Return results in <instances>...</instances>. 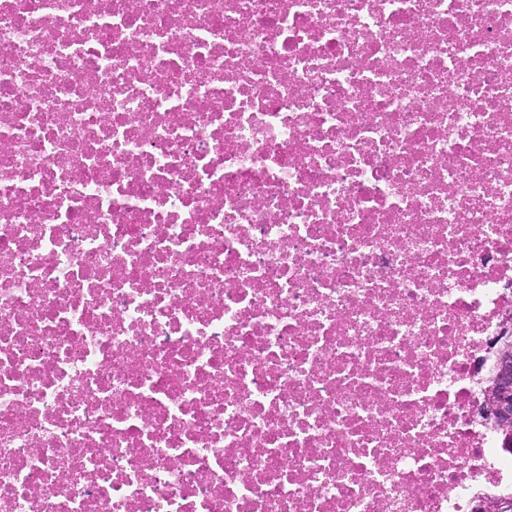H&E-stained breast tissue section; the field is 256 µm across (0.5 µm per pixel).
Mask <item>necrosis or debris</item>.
<instances>
[{"label": "necrosis or debris", "mask_w": 512, "mask_h": 512, "mask_svg": "<svg viewBox=\"0 0 512 512\" xmlns=\"http://www.w3.org/2000/svg\"><path fill=\"white\" fill-rule=\"evenodd\" d=\"M509 329L512 0H0V512H473Z\"/></svg>", "instance_id": "necrosis-or-debris-1"}]
</instances>
